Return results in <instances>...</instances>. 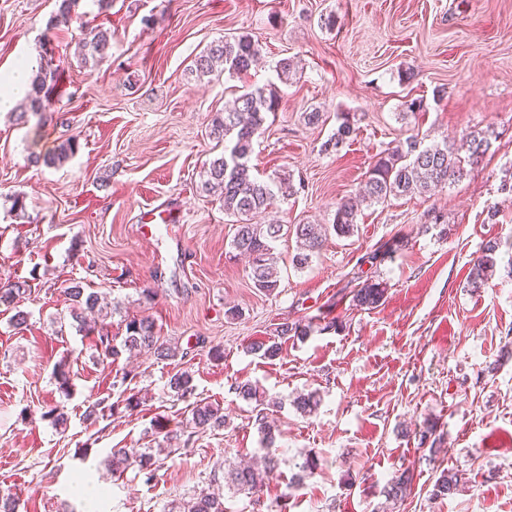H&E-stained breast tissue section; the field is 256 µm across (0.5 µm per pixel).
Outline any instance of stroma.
<instances>
[{
  "label": "stroma",
  "mask_w": 512,
  "mask_h": 512,
  "mask_svg": "<svg viewBox=\"0 0 512 512\" xmlns=\"http://www.w3.org/2000/svg\"><path fill=\"white\" fill-rule=\"evenodd\" d=\"M58 7L0 0V73L44 54L64 69L52 121L19 125L0 112V283L31 286L25 325L0 306V491L18 498V512H84L80 474L107 491L97 512H167L201 490L220 491L226 512H512V0H112L103 14L78 0L52 30ZM328 14L334 27L320 22ZM90 20L112 31L111 56L93 67L76 51ZM239 35L261 45L259 64L234 77L191 73L212 41ZM285 57L298 67L282 80ZM242 86L277 97L251 163L263 178H291L294 194L274 203L288 226L332 223L378 154L409 135L432 144L480 128L495 138L446 190L362 207L353 234H329L306 268L291 263L295 236L279 237V286L268 295L232 257L234 226L202 188L220 153L211 120ZM412 98L426 111L402 117ZM313 110L323 122L306 123ZM340 112L355 114L356 136L340 153L323 151ZM69 138L68 160L40 164ZM153 208L174 221L144 224ZM490 240L500 243L496 269L471 288ZM74 280L121 303L107 319L115 340L147 316L186 358L98 360L69 316L64 289ZM370 281L385 286L383 301L353 306L351 290ZM331 320L336 329L325 330ZM283 322L313 330L281 340ZM269 340L281 345L275 359L250 351ZM65 357L67 395L53 379ZM126 366L144 403L85 419L90 402L122 395L114 379ZM184 369L225 427L172 447L153 479L106 471L111 449L157 446L166 426L189 418L167 386ZM247 382L278 403L269 417L279 468L251 495L224 477L225 463L265 453L254 404L237 390ZM314 390L321 404L303 416L291 401ZM53 406L66 429L44 419ZM428 425L431 444L420 440ZM309 453L320 469L291 485ZM404 468L412 490L395 503L385 488ZM446 468L463 477L441 499L433 484Z\"/></svg>",
  "instance_id": "1"
}]
</instances>
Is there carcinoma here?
Wrapping results in <instances>:
<instances>
[{"mask_svg":"<svg viewBox=\"0 0 512 512\" xmlns=\"http://www.w3.org/2000/svg\"><path fill=\"white\" fill-rule=\"evenodd\" d=\"M84 63L96 64L111 54L112 30L95 26L84 32L82 39ZM260 55L259 45L247 35L235 36L230 39L215 41L207 46L192 60L191 71L198 78L221 75L218 65H224V72L231 76L241 75L251 69ZM57 82V66L53 58L40 59L38 68L32 70L29 78V91L21 103L12 109L17 120L27 122L28 116H36L45 123L53 119L55 113L53 92ZM275 94L263 88L245 89L236 96L232 109L218 112L211 123L210 135L224 141V153L210 161L206 170V179L202 188L223 203L224 213L234 218L236 231L230 247L240 255L251 260L252 281L254 287L265 293L272 294L278 288V279L272 268L270 242L281 236L282 224H264L263 214L274 204L276 183L258 179L253 173L251 155L254 137L263 126L266 115L275 112ZM339 125L336 132L328 139L323 148L326 151H340L348 144L356 131L350 113H338ZM463 139L468 146V155L461 157L454 145L444 142L431 146H422L415 136H409L383 153L368 171L364 187L358 195L343 198L336 202L334 220L331 227L324 224H295L293 232L296 237V253L292 264L297 269L309 266L312 258L319 254L327 240V233L334 231L337 236L353 234L359 206L384 203L392 198L409 194H426L436 188H443L461 179L466 174V167L476 165L491 148L490 133L483 129H473ZM75 152L74 140L62 143L57 153L43 158V164L53 167L67 159ZM500 242L490 240L485 243L482 254L474 261L468 275V286L481 287L487 280L488 272L497 265V251ZM28 291L27 282H16L0 287V305L13 308V322L17 326L26 323L28 313L19 309V303ZM65 293L72 301L71 317L76 329L87 335L96 334V349L102 358L116 361L122 351H157V355L166 359L186 357L187 353L179 347L159 342L154 323L147 317L134 318L126 324L127 335L121 346L112 344V337L106 327H97L96 320L86 318L85 313H96L106 317L116 311L118 306L109 303L101 294L86 292L80 284L75 283L65 288ZM385 287L380 282H368L353 292V305L360 308H375L383 300ZM311 332V325L284 322L277 327V336L285 339H303ZM169 388L178 400H187L194 395L191 374L179 370L169 380ZM239 394L246 400L256 403L255 423L263 435L262 441L268 448L274 447L275 434L267 424L266 414L262 406L265 397L259 389L250 383L237 387ZM320 403L317 392L300 394L293 400L295 409L310 416L315 413ZM139 406V400L131 394L121 401L103 407L102 402L88 404L85 416L103 418L114 416L122 411H132ZM225 418L222 409L212 403L199 400L192 403L191 418L175 431L166 434V441L181 439V436L204 432L208 429L221 428ZM163 448H119L111 453L113 470L119 465L134 466L143 472L147 479L154 478V472L160 467L159 456ZM277 462L270 455L265 465L258 467L228 466L224 478L228 479L236 490L252 493L263 487L275 469ZM462 474L457 471H442L436 479L434 496L444 497L454 493ZM413 482V475L403 471L392 478L387 486L386 494L391 499L406 496ZM168 512H224V502L211 494L200 491L187 500L171 504Z\"/></svg>","mask_w":512,"mask_h":512,"instance_id":"cac0c4a2","label":"carcinoma"}]
</instances>
